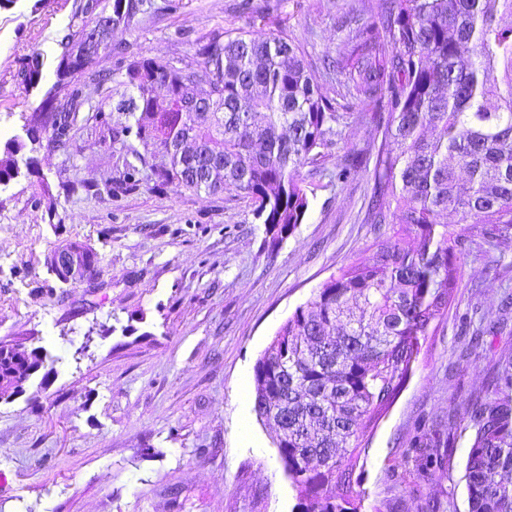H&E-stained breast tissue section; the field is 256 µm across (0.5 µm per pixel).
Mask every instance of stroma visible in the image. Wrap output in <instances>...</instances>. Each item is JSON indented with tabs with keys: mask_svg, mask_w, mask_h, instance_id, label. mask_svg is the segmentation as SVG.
Returning a JSON list of instances; mask_svg holds the SVG:
<instances>
[{
	"mask_svg": "<svg viewBox=\"0 0 512 512\" xmlns=\"http://www.w3.org/2000/svg\"><path fill=\"white\" fill-rule=\"evenodd\" d=\"M146 0L112 41L210 75L194 44L242 26L241 0ZM76 0H16L0 9V148L56 81L55 59ZM355 0H280L341 119L315 164L348 156L357 175L320 178L302 224L275 252L240 192L157 186L150 165L136 188L113 193L126 169L121 142L94 133L81 112L68 152L40 150L37 172L0 190V343L41 352L22 390L0 396V512H292L295 494L271 430L253 412V370L279 327L343 264L369 258L373 158L382 132L369 105L351 102L327 69L343 51L338 26ZM43 59L40 86L20 70ZM68 241L98 254L94 278L60 282L48 253ZM447 318L430 329L407 381L370 432L358 471L363 512H468L469 434L443 470H418L415 427L441 430L449 409L486 397L500 355L512 353V317L462 350L464 316L496 319L512 289V234L467 246Z\"/></svg>",
	"mask_w": 512,
	"mask_h": 512,
	"instance_id": "obj_1",
	"label": "stroma"
}]
</instances>
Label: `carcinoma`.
<instances>
[{
  "instance_id": "1",
  "label": "carcinoma",
  "mask_w": 512,
  "mask_h": 512,
  "mask_svg": "<svg viewBox=\"0 0 512 512\" xmlns=\"http://www.w3.org/2000/svg\"><path fill=\"white\" fill-rule=\"evenodd\" d=\"M118 0H76L57 58L55 87L23 126L26 138L6 142L0 187L21 169L36 173L33 153L66 152L87 98L85 87L108 77L71 58L89 14ZM248 7L242 27L196 43L210 74L211 112L192 147L173 153L184 116L158 97L196 93V74L148 55L122 57L117 109L133 124L113 132L138 162L163 154L157 181L211 193L237 191L252 201L274 252L309 208L302 168L317 161L339 121L288 28ZM261 28H256V21ZM274 24L275 29L264 26ZM43 62L35 53L21 69L36 88ZM350 99L383 109L384 142L373 168V224L366 262H351L297 307L254 366L253 411L265 422L283 416L273 440L296 492L295 512H362L366 492L355 476L367 429L403 387L431 324L448 316L460 280L466 235L457 224L481 225L483 240L512 230V0H386L383 20L350 26L346 48L332 61ZM134 142H128V138ZM224 164H210L211 152ZM467 173L461 180L457 171ZM15 349L0 344V392L16 386ZM491 396L459 414L472 429L465 465L469 512H512V356L490 376ZM420 466L434 470L441 442L410 439Z\"/></svg>"
}]
</instances>
